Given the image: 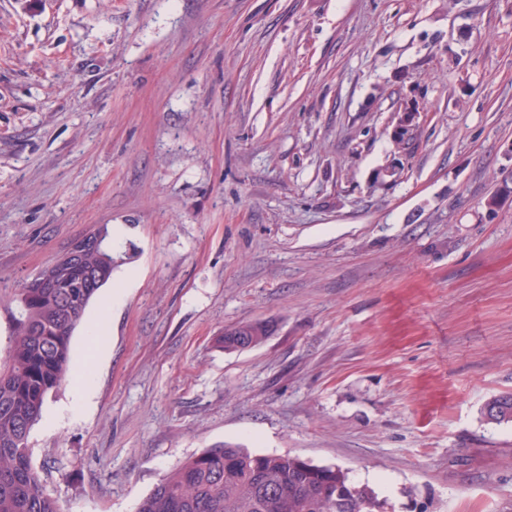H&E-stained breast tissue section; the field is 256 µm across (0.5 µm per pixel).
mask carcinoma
<instances>
[{"instance_id":"obj_1","label":"carcinoma","mask_w":512,"mask_h":512,"mask_svg":"<svg viewBox=\"0 0 512 512\" xmlns=\"http://www.w3.org/2000/svg\"><path fill=\"white\" fill-rule=\"evenodd\" d=\"M124 263L107 245L86 238L85 251L60 270L58 288H22L9 345L0 357V512H61L32 464L28 438L47 396L67 378L71 336L98 291ZM269 325L224 329L214 346L232 351L261 344ZM493 423L512 422V395L491 399ZM367 485L337 466L298 456L256 454L236 444L208 448L174 466L138 512H383Z\"/></svg>"}]
</instances>
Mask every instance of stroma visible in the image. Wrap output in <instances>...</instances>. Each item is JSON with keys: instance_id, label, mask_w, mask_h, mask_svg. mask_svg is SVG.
<instances>
[{"instance_id": "1", "label": "stroma", "mask_w": 512, "mask_h": 512, "mask_svg": "<svg viewBox=\"0 0 512 512\" xmlns=\"http://www.w3.org/2000/svg\"><path fill=\"white\" fill-rule=\"evenodd\" d=\"M103 225L94 396L29 436L62 512H137L226 442L385 512H512L483 415L512 394V0H0L1 352L8 298ZM270 328L261 322L240 323L224 329L220 336L214 338L216 348L232 351L253 343V347L260 345L267 336Z\"/></svg>"}]
</instances>
